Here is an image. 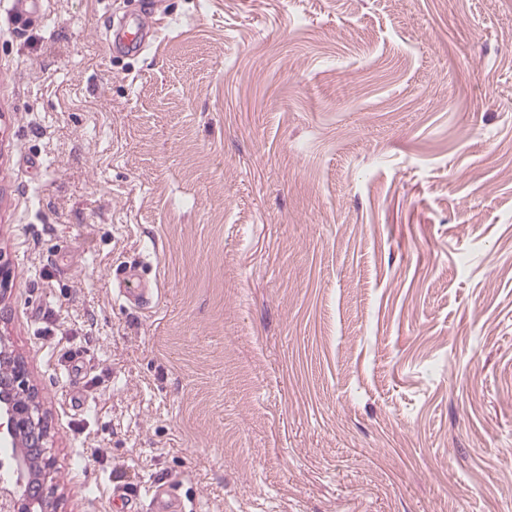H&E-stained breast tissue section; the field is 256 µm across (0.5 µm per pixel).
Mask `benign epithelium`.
<instances>
[{
    "mask_svg": "<svg viewBox=\"0 0 512 512\" xmlns=\"http://www.w3.org/2000/svg\"><path fill=\"white\" fill-rule=\"evenodd\" d=\"M0 445L17 450L16 477L0 479V512H58L50 430L30 366L0 332Z\"/></svg>",
    "mask_w": 512,
    "mask_h": 512,
    "instance_id": "obj_1",
    "label": "benign epithelium"
}]
</instances>
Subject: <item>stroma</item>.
I'll return each instance as SVG.
<instances>
[{"label": "stroma", "instance_id": "obj_1", "mask_svg": "<svg viewBox=\"0 0 512 512\" xmlns=\"http://www.w3.org/2000/svg\"><path fill=\"white\" fill-rule=\"evenodd\" d=\"M0 254L60 512H512V0H0ZM152 497V511L154 512H180V504L170 490L156 484L149 490Z\"/></svg>", "mask_w": 512, "mask_h": 512}]
</instances>
